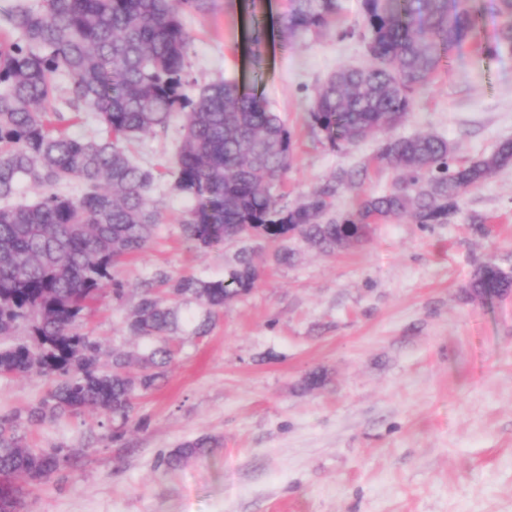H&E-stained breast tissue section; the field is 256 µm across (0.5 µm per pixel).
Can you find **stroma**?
<instances>
[{"label": "stroma", "instance_id": "35a3bbf8", "mask_svg": "<svg viewBox=\"0 0 512 512\" xmlns=\"http://www.w3.org/2000/svg\"><path fill=\"white\" fill-rule=\"evenodd\" d=\"M335 26L292 44L273 42L261 65L247 54L246 0L188 13L189 78L257 82L288 127L294 156L277 194L295 204L336 171L366 162L369 140L334 150L306 114L318 86L343 66L366 65L361 0H338ZM181 118L131 146L159 171L153 243L127 260L134 285L154 268L220 278L241 244L207 251L180 237L192 207L176 189ZM436 133L471 161L512 139V55L449 57L395 129ZM450 224L373 225L367 242L336 252L296 243L276 264L249 242L261 276L208 336L174 338L164 382L143 393L120 441L98 410L26 429L34 448L70 459L26 487L24 512H512V298L486 304L465 287L485 261L512 270V166L461 199ZM136 299L103 290L81 323L105 349L139 351L123 322ZM320 374L310 389L306 381ZM37 376L0 377V413L43 399ZM203 436L212 452L167 470L164 454Z\"/></svg>", "mask_w": 512, "mask_h": 512}]
</instances>
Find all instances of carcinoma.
I'll list each match as a JSON object with an SVG mask.
<instances>
[{"label": "carcinoma", "instance_id": "carcinoma-1", "mask_svg": "<svg viewBox=\"0 0 512 512\" xmlns=\"http://www.w3.org/2000/svg\"><path fill=\"white\" fill-rule=\"evenodd\" d=\"M500 32L486 57L512 55V0H497ZM216 0H12L0 7V375H39L51 381L42 401L0 414V512H19L21 488L46 481L66 456L34 451L23 430L96 408L121 421L122 438L140 393L158 385L174 360L172 338L186 326L206 336L224 308L259 279L253 251L244 246L218 279L175 276L157 267L135 288L137 301L124 331L147 342L140 352L112 348L80 331L87 304L104 288L125 298L119 266L143 252L159 227L151 201L153 170L138 165L125 144L168 126L181 114L175 186L193 200L180 235L206 251L254 233L276 246L274 261L288 265L300 239L321 251L362 242L371 225L410 218L446 224L467 191L512 165V140L461 166L453 147L434 133L391 137L415 97L482 23L474 0H362L359 35L370 61L332 72L307 113L310 130L332 149L379 140L374 159L397 172L391 188L365 195L342 216L334 200L362 182L368 164L342 169L293 206L272 189L293 156L292 136L266 100L232 81L191 91L183 16L207 14ZM337 0H285L278 21L284 41L328 28ZM268 32L251 30L253 61L262 60ZM70 79L68 95L60 80ZM68 110L97 118L105 137H76L54 125ZM77 180V197L56 192ZM26 183L32 201L12 202ZM470 298L492 302L512 294V271L492 262L468 283ZM194 302L197 315L182 305ZM23 334L15 341L10 337ZM139 372H130L132 366ZM213 447L207 437L162 457L167 469Z\"/></svg>", "mask_w": 512, "mask_h": 512}]
</instances>
